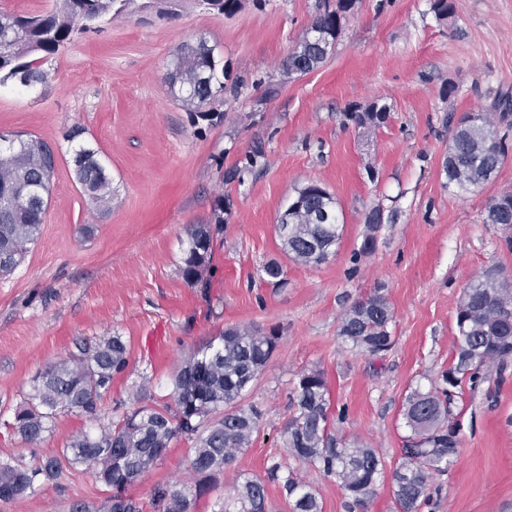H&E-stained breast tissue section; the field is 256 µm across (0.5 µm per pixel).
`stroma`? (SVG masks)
Here are the masks:
<instances>
[{
    "label": "stroma",
    "instance_id": "obj_1",
    "mask_svg": "<svg viewBox=\"0 0 512 512\" xmlns=\"http://www.w3.org/2000/svg\"><path fill=\"white\" fill-rule=\"evenodd\" d=\"M454 3L441 23L429 0H361L328 59L290 79L281 62L319 0H241L229 16L191 7L169 20L122 16L76 35L46 84L0 90V131L38 136L58 155L40 234L14 273L0 276V460L34 465L87 429L63 412L31 445L5 425L34 377L76 339L117 332L128 343L127 377L104 400L108 422L136 407L140 392L168 402L172 373L221 330L273 331L278 346L242 399L262 409L260 426L195 512H220L237 481L265 478L276 462L314 486L323 512H390V486L368 509L349 507L335 479L296 467L281 431L297 374L324 368L337 430L376 448L393 472L407 433L402 401L447 369L464 287L490 270L512 280L506 231L484 221L489 199L512 191V158L468 193L450 187L444 170L448 115L488 112L497 91L512 92V0ZM202 38L224 57V115L196 123L165 77L173 51ZM374 100L387 106V122L358 129L350 112ZM77 126L112 175L109 209H89L73 179L67 136ZM310 182L336 196L343 226L335 256L319 265L289 258L275 232ZM219 200L224 232L206 289L189 284L181 266L188 227L206 223ZM375 207L384 222L365 252V216ZM271 260L283 265L285 286L261 278ZM377 287L394 312L395 345L380 357L337 335L345 312ZM463 403L460 455L434 478L422 512H512V361ZM193 454V442L174 439L130 487L143 512H153L155 485L185 477ZM107 495L90 472L72 469L0 502V512H70L75 501L96 508Z\"/></svg>",
    "mask_w": 512,
    "mask_h": 512
}]
</instances>
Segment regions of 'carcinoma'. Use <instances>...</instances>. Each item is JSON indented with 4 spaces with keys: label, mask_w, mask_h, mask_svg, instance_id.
Here are the masks:
<instances>
[{
    "label": "carcinoma",
    "mask_w": 512,
    "mask_h": 512,
    "mask_svg": "<svg viewBox=\"0 0 512 512\" xmlns=\"http://www.w3.org/2000/svg\"><path fill=\"white\" fill-rule=\"evenodd\" d=\"M186 0H53L32 14L0 12V87H33L46 82L47 66L74 35L97 31L118 16L153 14L159 19L178 15ZM218 15H231L240 0H193ZM359 0H323L310 25L313 35H302L281 63L283 73L306 74L320 66L335 46L344 22ZM430 10L442 22L455 14L453 0H430ZM166 83L173 98L187 112L201 118L219 116L224 107V61L217 46L201 39L184 44L172 54ZM498 121L478 113L459 120L448 143V185L469 191L490 181L506 160L504 142L512 122L500 130L498 122L512 112V94L497 97ZM387 107L376 101L351 113L358 127L372 130L387 120ZM56 152L43 139L17 136L0 144V276L14 272L34 243L51 195ZM74 179L95 209L112 203V177L98 150L80 144L72 150ZM300 209L288 229L276 228L283 251L303 264H321L336 254L343 225L339 224L335 196L309 183L297 192ZM223 202L214 209L212 224H196L187 231L188 249L183 277L209 287L204 274L211 265L214 236L223 229ZM485 223L512 228V191L494 196ZM263 279L273 285L285 281L277 261L262 267ZM393 310L382 289L376 288L343 316L338 335L362 353L381 356L394 345ZM456 337L448 369L441 383L410 391L402 416L411 434L402 448L401 462L392 473L395 512H422L431 499V481L448 471L460 454L459 417L450 408L453 394L479 387L491 371L499 373L512 358V286L486 273L464 288L455 314ZM279 336L228 328L196 348L176 371L171 402L142 405L97 431L72 437L60 455L35 466L0 462V488L12 490L15 502L54 481L64 471L89 469L109 496L102 512H141L128 495L129 486L164 457L172 440L186 436L195 442L191 468L195 481L158 484L152 493L154 512H193L196 501L208 493L216 476L236 454L251 443L262 411L239 404L269 363ZM129 367V350L118 333L99 339H80L74 349L40 373L38 384L7 426L29 444L53 432L58 413L74 412L90 422L101 421L103 402L112 382ZM292 415L283 430V444L302 466L334 478L359 506L375 495L384 473V460L374 448L336 436L331 415L330 388L321 367L301 371L289 393ZM267 480L280 485L291 512H322L318 493L292 469L282 473L279 463L267 469ZM224 512H268L265 482L245 478L238 484Z\"/></svg>",
    "instance_id": "carcinoma-1"
}]
</instances>
